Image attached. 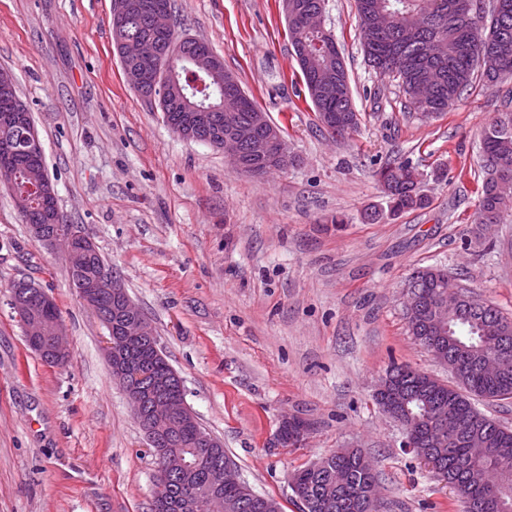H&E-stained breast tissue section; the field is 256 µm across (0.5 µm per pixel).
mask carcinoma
Wrapping results in <instances>:
<instances>
[{
    "label": "carcinoma",
    "instance_id": "obj_1",
    "mask_svg": "<svg viewBox=\"0 0 512 512\" xmlns=\"http://www.w3.org/2000/svg\"><path fill=\"white\" fill-rule=\"evenodd\" d=\"M489 0L486 22L472 27L467 22L471 0H356L360 38L365 55L374 71L397 81L410 109L422 118L448 111L461 94L472 85L475 73L488 86L512 78V0H503L508 9L494 16ZM131 37L150 34L146 13L132 15L126 26ZM291 45L310 48L309 57L297 60L305 86L324 74L339 75L345 97L308 98L319 123L329 126L327 133L344 137L358 127L345 61L340 53L325 55L318 43L325 36L308 31L301 17L288 22ZM224 98V110L237 113L238 120L248 123L258 109L256 102L244 94L243 103L235 104L229 92L213 83L203 90L186 88V101L159 103L162 111L182 114L185 105L217 104ZM481 183L477 186L478 207L472 221L475 242L483 244L482 224H503L512 218V187L498 189V181L512 182V110L507 109L484 129L481 140ZM375 175L383 187L390 209L398 215L428 205L419 184L422 173L409 161L381 166ZM106 267L100 253L85 255L81 271L99 275ZM410 282L419 284L424 309L416 318L406 317L412 336L424 335L437 312V297L448 284V271L437 266L415 269ZM112 339L129 351L131 358L144 364L158 380L164 381L159 394L167 399L184 398L181 377L165 359H154L150 346L125 335L122 321L113 326ZM437 344L448 358V368L455 383L445 384L408 365L391 367L396 377L397 396L407 400L412 416L420 418L438 411L451 412L459 433L442 442L429 437L423 421L415 427L417 448H431L433 468L456 491L465 504V512H512V429L479 412L472 397L497 402L512 399V320L493 304L466 299L461 302L456 319L449 322L448 333L437 337ZM493 349L502 361L494 373L482 370L480 357ZM203 427L192 418L178 423L175 439L178 451L194 463L189 474L174 472L157 479L153 495V512H191L187 508L188 488L205 489L227 454L222 445L197 447ZM361 449L331 453L322 464L316 463L293 471L287 476L289 486L305 493L310 504L302 512H368L367 494L378 484V475ZM224 502L237 503L235 512H279L262 501L252 500L244 487H222Z\"/></svg>",
    "mask_w": 512,
    "mask_h": 512
}]
</instances>
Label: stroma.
I'll return each mask as SVG.
<instances>
[{
	"mask_svg": "<svg viewBox=\"0 0 512 512\" xmlns=\"http://www.w3.org/2000/svg\"><path fill=\"white\" fill-rule=\"evenodd\" d=\"M111 14L112 0H0V69L33 116L67 223L152 322L199 422L281 512H302L289 472L351 446L373 461L386 512H463L372 393L394 363L452 379L408 331L399 295L415 267L447 268L512 318V223L486 228L492 249L470 243L482 132L512 80L416 118L368 65L355 0H327L361 117L335 141L307 99L280 0H172L177 34L223 58L297 158L259 177L182 139L130 87ZM397 158L423 172L429 199L398 216L374 176ZM22 280L60 309L67 364L28 346L11 307ZM107 336L61 249L32 238L0 182V512H150L155 457ZM291 416L310 424L298 447L275 440Z\"/></svg>",
	"mask_w": 512,
	"mask_h": 512,
	"instance_id": "obj_1",
	"label": "stroma"
}]
</instances>
